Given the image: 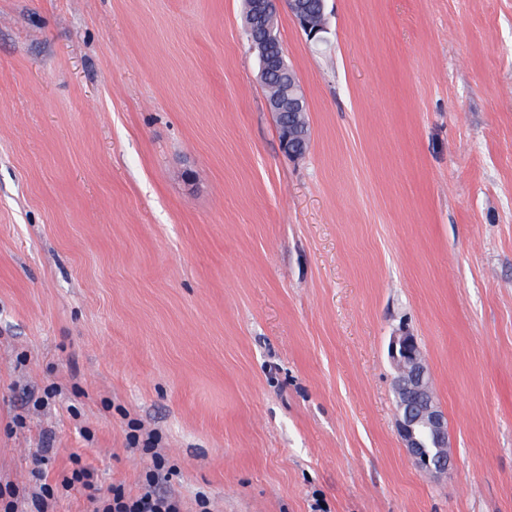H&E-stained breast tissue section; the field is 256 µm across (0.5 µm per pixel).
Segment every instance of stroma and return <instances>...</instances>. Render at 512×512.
I'll use <instances>...</instances> for the list:
<instances>
[{
	"label": "stroma",
	"instance_id": "35a3bbf8",
	"mask_svg": "<svg viewBox=\"0 0 512 512\" xmlns=\"http://www.w3.org/2000/svg\"><path fill=\"white\" fill-rule=\"evenodd\" d=\"M242 10L0 0V481L46 448L134 495L156 453L187 512H512V0H326L319 43L279 10L300 158ZM282 64L287 66L288 63L281 59ZM288 70H294L288 65ZM295 76H290V81L288 83V90L282 96L271 97L267 99V105L271 112H275L278 118H280L285 111V106L288 104V112L302 110L304 106H306V96L303 91V88L298 80L296 72H294ZM398 376L394 381L397 430L410 460L428 473L448 470V418L440 409L430 384L427 367L417 337L403 330L390 347ZM435 462L430 465V452ZM427 467H422V462Z\"/></svg>",
	"mask_w": 512,
	"mask_h": 512
}]
</instances>
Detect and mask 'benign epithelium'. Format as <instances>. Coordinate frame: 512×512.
I'll return each instance as SVG.
<instances>
[{"label":"benign epithelium","instance_id":"benign-epithelium-1","mask_svg":"<svg viewBox=\"0 0 512 512\" xmlns=\"http://www.w3.org/2000/svg\"><path fill=\"white\" fill-rule=\"evenodd\" d=\"M256 6L253 22L262 27L267 37H278L276 29L267 21L278 12L281 5L288 10L303 28L308 38L317 39L324 32V25H314L311 12L300 5V0H254ZM269 110L277 116L285 111L301 110L306 106V96L296 76H290L288 90L282 96L267 100ZM391 357L398 376L394 381L397 412V430L410 460L428 473H445L448 470V418L440 409L430 384L427 367L417 337L403 330L393 337Z\"/></svg>","mask_w":512,"mask_h":512}]
</instances>
